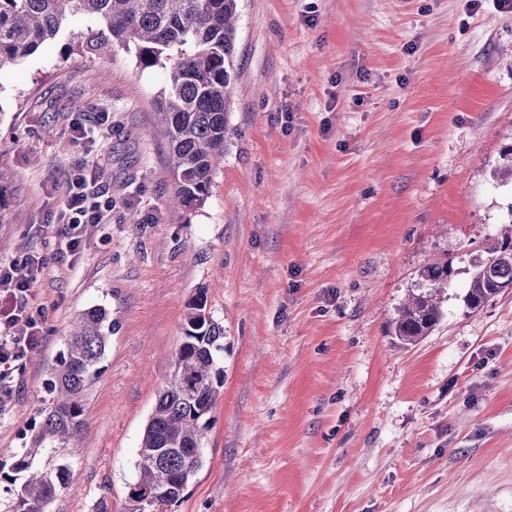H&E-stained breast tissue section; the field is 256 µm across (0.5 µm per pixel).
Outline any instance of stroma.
<instances>
[{
  "mask_svg": "<svg viewBox=\"0 0 512 512\" xmlns=\"http://www.w3.org/2000/svg\"><path fill=\"white\" fill-rule=\"evenodd\" d=\"M233 134L204 204L174 211L155 124L161 67L71 49L73 26L0 72V167L14 175L0 262L33 285L45 341L0 403V462L29 445L72 319L112 335L52 512H122L186 308L224 327L204 463L169 512H512V288L464 285L506 229L512 11L493 0H238ZM89 136L76 138L75 125ZM111 222L83 260L55 252L70 172ZM445 314L390 333L428 265Z\"/></svg>",
  "mask_w": 512,
  "mask_h": 512,
  "instance_id": "obj_1",
  "label": "stroma"
}]
</instances>
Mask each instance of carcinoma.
Masks as SVG:
<instances>
[{
	"label": "carcinoma",
	"mask_w": 512,
	"mask_h": 512,
	"mask_svg": "<svg viewBox=\"0 0 512 512\" xmlns=\"http://www.w3.org/2000/svg\"><path fill=\"white\" fill-rule=\"evenodd\" d=\"M238 0H0V71L35 54L63 26L78 22L79 47L98 51L115 44L134 51L144 67L167 68L156 100L159 133L174 177V204L191 209L208 197L224 159L234 76ZM13 175L0 167V224ZM488 258L471 275L464 302L471 311L512 288V231L493 241ZM450 264L425 267L424 287L409 294L392 332L412 344L429 335L444 315ZM200 291L188 303L184 338L175 370L161 390L137 450L135 477L128 483L124 512H168L203 466L211 413L224 387V327L207 310ZM112 321L101 308L78 314L66 351L51 370L52 397L29 448L7 473L12 504L7 512H51L69 483L64 450L84 433L85 395L99 372Z\"/></svg>",
	"instance_id": "cac0c4a2"
}]
</instances>
